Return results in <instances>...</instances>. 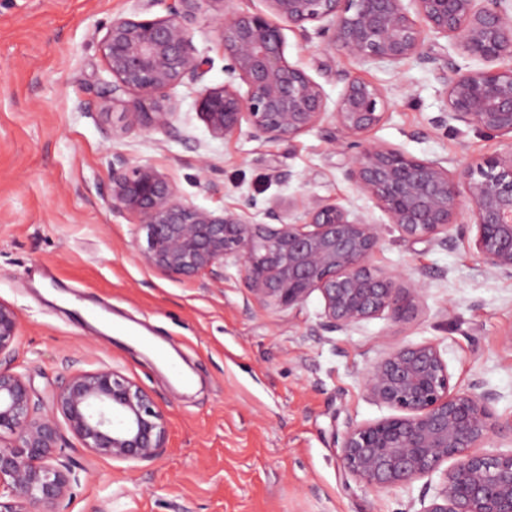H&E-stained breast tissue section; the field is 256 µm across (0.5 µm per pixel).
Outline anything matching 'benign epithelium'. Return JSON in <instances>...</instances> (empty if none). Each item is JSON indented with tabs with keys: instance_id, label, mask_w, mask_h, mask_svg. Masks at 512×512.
<instances>
[{
	"instance_id": "1",
	"label": "benign epithelium",
	"mask_w": 512,
	"mask_h": 512,
	"mask_svg": "<svg viewBox=\"0 0 512 512\" xmlns=\"http://www.w3.org/2000/svg\"><path fill=\"white\" fill-rule=\"evenodd\" d=\"M270 14L239 11L228 0H171L167 15L112 19L99 51L112 72V102L124 103L142 129H173L171 91L196 84L210 67L192 42V26L213 7L228 64L227 80L206 87L200 114L216 138L246 134L263 142L291 141L332 124L335 142L353 150L345 176L404 236L446 246L462 215L475 228V252L496 278L512 279V138L472 167L450 170L444 159H421L364 136L387 117L385 89L348 72L329 107L322 86L287 61L281 22L309 39L318 22L326 46L374 64L398 67L431 61L428 38H448L481 69L438 67L445 104L435 124L460 122L512 135V3L509 0H265ZM246 86L240 92L236 82ZM133 99L122 101V95ZM108 197L112 212L133 215L146 232L139 262L169 276L234 268L263 308L299 309L320 293L323 309L309 335L351 331L363 322L411 317L420 284L378 267L374 256L384 227L332 202L313 199L304 219L273 204L216 213L186 202L178 185L154 167L113 154ZM19 332L14 308L0 303V358L10 356ZM439 346L422 342L383 352L368 370L364 390L396 414L351 426L341 440L347 472L377 493L407 490L449 459L430 501L418 512H512V451L486 453L497 423L491 393L450 384ZM40 403L25 376L0 366V512H60L73 481L60 463L65 451L59 419L84 448L126 462L156 458L167 422L154 398L111 368L77 370Z\"/></svg>"
}]
</instances>
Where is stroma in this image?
<instances>
[{
    "label": "stroma",
    "mask_w": 512,
    "mask_h": 512,
    "mask_svg": "<svg viewBox=\"0 0 512 512\" xmlns=\"http://www.w3.org/2000/svg\"><path fill=\"white\" fill-rule=\"evenodd\" d=\"M167 0H0V303L12 306L19 338L12 365L36 396L74 370L109 366L154 395L168 421L159 456L140 463L86 451L67 436L76 480L61 512H419L432 490L382 494L350 476L340 442L351 424L390 409L370 400L364 377L381 353L408 343L439 346L454 385L498 393L512 422V280L490 276L472 233L440 246L401 235L345 176L348 154L328 132L262 143L212 137L199 88L180 85L173 131L133 127L110 96L98 49L112 18H156ZM284 28V54L336 101L345 70L387 91L389 116L369 140L449 166L477 165L505 140L463 124L436 126L444 87L433 65L362 63ZM211 61L203 85L224 83V49L209 21L192 30ZM202 85V86H203ZM165 173L185 201L215 212L254 201L333 199L384 225L375 262L420 281L412 318L365 321L350 332L308 335L322 308L263 310L238 274L224 281L176 278L140 264L146 233L113 213V153ZM76 286L144 337L110 336L49 298L50 283Z\"/></svg>",
    "instance_id": "1"
}]
</instances>
